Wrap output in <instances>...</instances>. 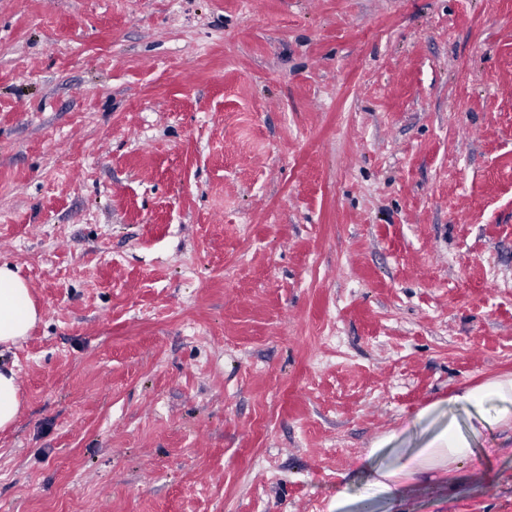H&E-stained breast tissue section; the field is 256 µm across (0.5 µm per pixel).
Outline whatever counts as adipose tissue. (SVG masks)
<instances>
[{
	"label": "adipose tissue",
	"instance_id": "ef3b65f1",
	"mask_svg": "<svg viewBox=\"0 0 512 512\" xmlns=\"http://www.w3.org/2000/svg\"><path fill=\"white\" fill-rule=\"evenodd\" d=\"M39 320L29 284L9 264L0 263V346L23 340ZM470 419L468 429L432 418L424 440L414 448H396L365 482L358 498L336 495V512H357L360 504L396 508L402 489L422 474L448 482L456 464L468 460L472 443L487 422H512V378L498 379L453 398Z\"/></svg>",
	"mask_w": 512,
	"mask_h": 512
}]
</instances>
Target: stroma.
I'll return each mask as SVG.
<instances>
[{"label": "stroma", "instance_id": "stroma-1", "mask_svg": "<svg viewBox=\"0 0 512 512\" xmlns=\"http://www.w3.org/2000/svg\"><path fill=\"white\" fill-rule=\"evenodd\" d=\"M0 263V512H331L512 376V0H0ZM38 320L29 284L12 266L0 263V346L16 345ZM20 387L14 367L0 368V429L10 427L21 408Z\"/></svg>", "mask_w": 512, "mask_h": 512}]
</instances>
